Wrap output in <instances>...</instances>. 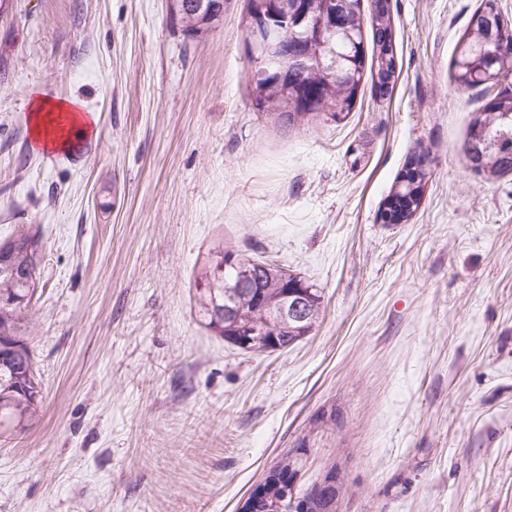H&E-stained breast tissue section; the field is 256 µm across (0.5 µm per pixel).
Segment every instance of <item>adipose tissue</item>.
Here are the masks:
<instances>
[{"label":"adipose tissue","mask_w":512,"mask_h":512,"mask_svg":"<svg viewBox=\"0 0 512 512\" xmlns=\"http://www.w3.org/2000/svg\"><path fill=\"white\" fill-rule=\"evenodd\" d=\"M31 138L35 148L64 150L74 138L85 137L97 129V117L83 112L79 101L55 102L34 97L30 104Z\"/></svg>","instance_id":"obj_1"}]
</instances>
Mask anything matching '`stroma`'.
Here are the masks:
<instances>
[{
  "label": "stroma",
  "mask_w": 512,
  "mask_h": 512,
  "mask_svg": "<svg viewBox=\"0 0 512 512\" xmlns=\"http://www.w3.org/2000/svg\"><path fill=\"white\" fill-rule=\"evenodd\" d=\"M481 0H390L399 77L342 122L250 96L245 0L191 40L166 0L0 7V243L40 238L41 419L0 428V512H238L282 458L337 512H512V175L463 152L481 100L450 61ZM98 131L34 150L35 96ZM404 224L377 215L406 161ZM323 290L310 336L247 352L195 295L217 245Z\"/></svg>",
  "instance_id": "obj_1"
}]
</instances>
